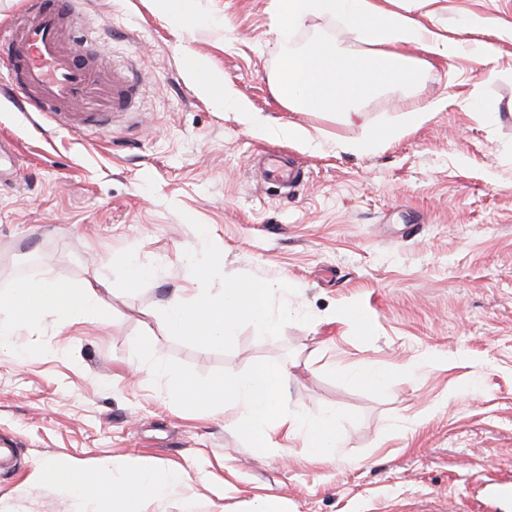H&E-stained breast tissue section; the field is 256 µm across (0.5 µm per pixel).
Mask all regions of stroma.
I'll return each mask as SVG.
<instances>
[{"label": "stroma", "mask_w": 512, "mask_h": 512, "mask_svg": "<svg viewBox=\"0 0 512 512\" xmlns=\"http://www.w3.org/2000/svg\"><path fill=\"white\" fill-rule=\"evenodd\" d=\"M388 7L458 50L405 46L424 62L420 95L366 97L351 124L288 110L272 77L287 46L326 39L363 58L370 45L334 17L288 28L273 0H191L185 27L156 0H80L99 67L129 58L142 76L135 118L99 136L40 129L15 111L0 67V135L21 153L14 189L0 191V296L48 275L112 284L100 320L49 315L0 347V439L16 444L0 466V512H77L39 480L59 458L87 473L107 456L184 468L189 483L148 512H252L265 500L281 512H470L474 482L512 467V0ZM482 41L498 47L492 77L471 55ZM192 57L261 121L303 125L320 149L254 135L216 109L192 87ZM433 100L423 123L404 126ZM378 124L403 131L350 150ZM267 149L304 172L288 193L260 174ZM204 255L221 266L191 275ZM131 261L152 277L125 282ZM236 278L274 285L283 329L243 320L209 345L168 332L172 300ZM149 362L200 383L288 364L287 414L339 412L342 446L325 455L280 431L253 447L240 411L184 402L165 376L140 372ZM367 363L391 391L352 381Z\"/></svg>", "instance_id": "1"}]
</instances>
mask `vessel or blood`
<instances>
[{
	"mask_svg": "<svg viewBox=\"0 0 512 512\" xmlns=\"http://www.w3.org/2000/svg\"><path fill=\"white\" fill-rule=\"evenodd\" d=\"M76 13V0H26L0 36L7 49V81L18 110L40 113L64 132L100 134L109 131L114 118L134 111L141 78L126 62L113 67L111 83H103L91 50L63 41ZM17 162L13 143L1 139L0 187L12 184ZM265 173L287 185L301 178L300 169L278 155L266 156ZM476 485L472 512H512L511 470Z\"/></svg>",
	"mask_w": 512,
	"mask_h": 512,
	"instance_id": "b4317fda",
	"label": "vessel or blood"
}]
</instances>
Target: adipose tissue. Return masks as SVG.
Instances as JSON below:
<instances>
[{
  "instance_id": "adipose-tissue-1",
  "label": "adipose tissue",
  "mask_w": 512,
  "mask_h": 512,
  "mask_svg": "<svg viewBox=\"0 0 512 512\" xmlns=\"http://www.w3.org/2000/svg\"><path fill=\"white\" fill-rule=\"evenodd\" d=\"M277 8L289 27L301 26L313 16L330 15L341 18L364 42L374 45L371 56L361 61L342 55L328 40L316 41L305 51L289 49L275 76L276 90L289 109L337 112L348 124L357 117L352 107L355 100L384 86L418 89L420 68L413 57L402 53V46L413 44L448 58L457 50L455 43L439 38L421 22L388 10L376 0H277ZM190 78L200 94L209 97L217 108L236 112L252 133L273 134L304 148L315 147L316 138L305 127L291 123L273 129L260 122L250 103L237 96L204 61H191ZM107 290L104 283L66 288L49 277L20 283L10 295L0 297V345L18 335L27 322L49 312L62 317L77 314L98 318ZM273 291V285L262 280L227 282L216 294L198 296L188 304L172 302L166 311L167 327L172 334L190 336L202 344L231 335L243 319L265 333H277L287 318L272 313L269 300ZM289 377L287 366L260 363L241 378L216 377L201 384L177 375L172 383L181 399L201 408L240 410L246 420L244 432L254 447H269L272 434L284 428L321 453L333 454L342 441L336 414L318 419L298 414L284 419L281 400ZM187 478L185 470L160 471L149 461L130 457L101 459L87 477L64 459L41 470L42 482L59 486L80 500L100 497L107 512H147L149 502L165 498Z\"/></svg>"
}]
</instances>
